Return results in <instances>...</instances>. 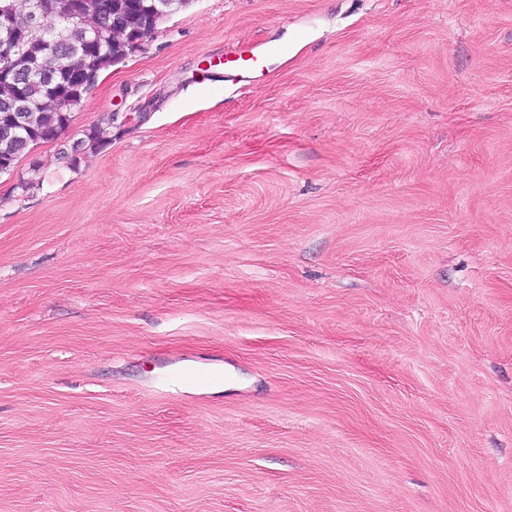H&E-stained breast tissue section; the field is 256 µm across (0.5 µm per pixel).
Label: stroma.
Listing matches in <instances>:
<instances>
[{
  "instance_id": "1",
  "label": "stroma",
  "mask_w": 512,
  "mask_h": 512,
  "mask_svg": "<svg viewBox=\"0 0 512 512\" xmlns=\"http://www.w3.org/2000/svg\"><path fill=\"white\" fill-rule=\"evenodd\" d=\"M107 119L0 175V512H512V0H192ZM82 137L76 139L71 146V152L61 151L60 154H63L61 157L63 159H67L68 163L73 164L77 161L78 155L83 150H94L102 148L105 143L104 132L98 126H93L87 129L82 130Z\"/></svg>"
}]
</instances>
